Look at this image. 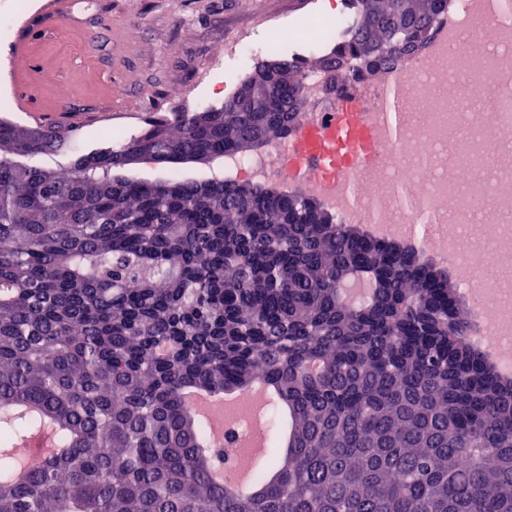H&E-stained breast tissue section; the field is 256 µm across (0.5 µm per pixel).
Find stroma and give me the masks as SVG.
Wrapping results in <instances>:
<instances>
[{"mask_svg": "<svg viewBox=\"0 0 512 512\" xmlns=\"http://www.w3.org/2000/svg\"><path fill=\"white\" fill-rule=\"evenodd\" d=\"M52 0H0V13L24 11L41 24L23 57L0 48V84L27 75L31 112L65 108L93 112L78 130L83 147L139 134L148 120L224 102V85L243 73L222 69L239 36L270 17L295 22L311 0H79L85 26L51 15ZM31 112L7 106L4 115L31 124Z\"/></svg>", "mask_w": 512, "mask_h": 512, "instance_id": "1", "label": "stroma"}]
</instances>
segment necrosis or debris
Listing matches in <instances>:
<instances>
[{"label": "necrosis or debris", "instance_id": "4bbe7bcc", "mask_svg": "<svg viewBox=\"0 0 512 512\" xmlns=\"http://www.w3.org/2000/svg\"><path fill=\"white\" fill-rule=\"evenodd\" d=\"M506 20L488 0H448V13L425 48L392 67L384 81L364 83L357 97L327 73L303 72L309 118L303 136L270 140L251 154H225V180L298 185L347 224L439 225L419 243L432 257L469 268L459 288L502 287V280L483 274L512 266V37L504 33ZM352 22L344 5L319 26L288 27L282 37L301 59L339 46ZM392 94L409 111L397 139L384 108ZM343 104L355 140L339 158L322 116ZM463 139L467 164L458 159ZM476 220L484 228L477 237L467 229Z\"/></svg>", "mask_w": 512, "mask_h": 512}]
</instances>
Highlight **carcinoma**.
Listing matches in <instances>:
<instances>
[{"label": "carcinoma", "instance_id": "1", "mask_svg": "<svg viewBox=\"0 0 512 512\" xmlns=\"http://www.w3.org/2000/svg\"><path fill=\"white\" fill-rule=\"evenodd\" d=\"M351 2L332 55L286 60L273 87L261 63L247 94L115 146L0 119V512H512V379L422 249L299 191L128 172L288 137L301 70L395 64L370 44L438 0ZM261 381L267 429L286 406L292 432L232 493L183 391ZM35 435L57 450L26 465Z\"/></svg>", "mask_w": 512, "mask_h": 512}]
</instances>
